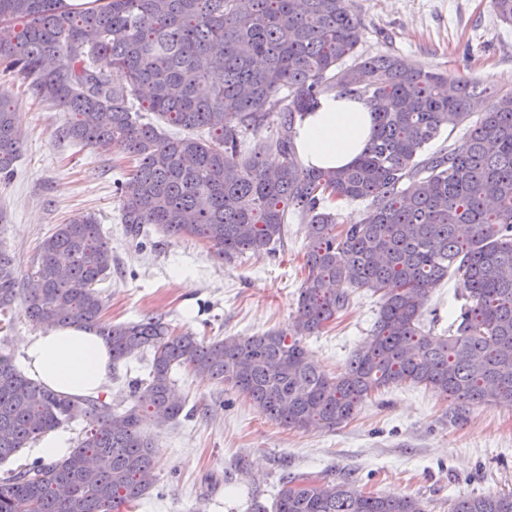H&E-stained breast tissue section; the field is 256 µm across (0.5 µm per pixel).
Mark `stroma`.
Here are the masks:
<instances>
[{
  "label": "stroma",
  "mask_w": 512,
  "mask_h": 512,
  "mask_svg": "<svg viewBox=\"0 0 512 512\" xmlns=\"http://www.w3.org/2000/svg\"><path fill=\"white\" fill-rule=\"evenodd\" d=\"M362 23L360 54L393 52L408 62L512 93V26L490 0H352ZM0 92L18 99L22 146L13 178H0V248L20 281L33 272L42 239L78 213L94 215L112 249L101 285L104 318L115 323L157 317L195 336L247 337L287 329L305 277L303 223L289 219L272 250L219 258L209 245L175 239L154 225L132 241L121 222L113 181L129 169L121 155L63 139L66 112L36 100L0 73ZM456 277L433 289L425 327L444 333L461 302ZM380 299L354 291L348 309L307 337L310 359L340 373L370 335ZM148 358L116 366L101 393L122 409L127 384L148 373ZM173 392L193 417L147 428L158 461L156 490L134 512H251L272 507L283 473L350 480L377 495H412L426 512H448L459 497L512 493V406L475 404L462 417L422 385L375 392L355 418L336 429L279 425L242 394L185 369Z\"/></svg>",
  "instance_id": "35a3bbf8"
}]
</instances>
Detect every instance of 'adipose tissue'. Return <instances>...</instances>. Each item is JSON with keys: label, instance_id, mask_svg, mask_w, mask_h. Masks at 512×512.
<instances>
[{"label": "adipose tissue", "instance_id": "obj_1", "mask_svg": "<svg viewBox=\"0 0 512 512\" xmlns=\"http://www.w3.org/2000/svg\"><path fill=\"white\" fill-rule=\"evenodd\" d=\"M373 115L362 101L326 95L295 122L297 145L305 165L339 169L364 153L372 134ZM29 374L48 388L67 395H98L112 371V352L96 329L84 324L49 326L22 347Z\"/></svg>", "mask_w": 512, "mask_h": 512}]
</instances>
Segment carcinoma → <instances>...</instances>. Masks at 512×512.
Returning a JSON list of instances; mask_svg holds the SVG:
<instances>
[{"label":"carcinoma","instance_id":"carcinoma-1","mask_svg":"<svg viewBox=\"0 0 512 512\" xmlns=\"http://www.w3.org/2000/svg\"><path fill=\"white\" fill-rule=\"evenodd\" d=\"M349 0H0V71L69 115L61 136L135 162L115 180L131 235L154 224L193 236L220 257L271 249L288 216L305 224L306 267L290 329L239 337L179 334L153 317L102 320L98 286L112 249L91 215L43 239L38 285L19 283L0 248V314L20 302L43 325L87 324L112 365L144 353L148 378L128 383L130 406L59 394L0 353V463L63 425L88 429L59 460L35 458L0 479V512H123L157 481L150 421L176 420L172 372L185 368L244 394L285 427L334 429L391 385L431 388L456 415L512 405V94L448 80L394 53L358 54ZM99 55L112 70L93 65ZM363 100L374 114L364 154L341 169L307 168L296 116L324 95ZM16 102L0 93V177L14 175ZM277 116L275 130L271 116ZM184 131L169 136L162 126ZM463 141L430 153L443 131ZM258 138L242 156L240 136ZM279 157L275 166L265 155ZM368 201L356 220L327 206ZM469 226L466 237L458 226ZM458 276L464 303L448 334L422 325L432 290ZM381 294L379 316L343 372L312 364L302 338L345 311L353 291ZM274 512H425L412 496L283 476ZM451 512H512V494L457 500Z\"/></svg>","mask_w":512,"mask_h":512}]
</instances>
